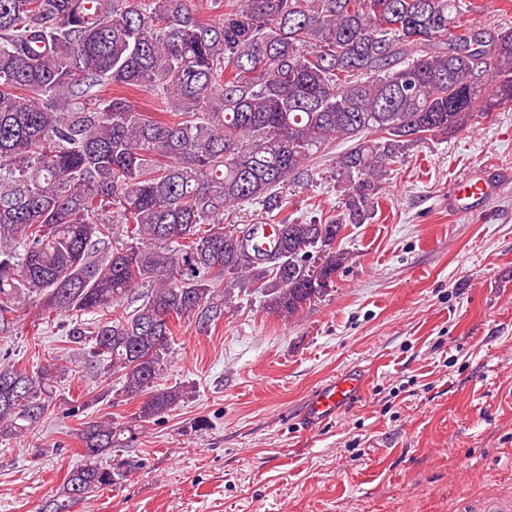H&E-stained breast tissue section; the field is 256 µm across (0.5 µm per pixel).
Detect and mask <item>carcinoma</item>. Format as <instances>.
<instances>
[{
	"instance_id": "obj_1",
	"label": "carcinoma",
	"mask_w": 512,
	"mask_h": 512,
	"mask_svg": "<svg viewBox=\"0 0 512 512\" xmlns=\"http://www.w3.org/2000/svg\"><path fill=\"white\" fill-rule=\"evenodd\" d=\"M475 0H0V333L31 301L140 400L87 421L84 462L45 512L126 472L103 457L174 410L178 324L224 319L231 291L292 318L324 296L348 224L375 211L387 163L475 112L512 104V28ZM343 212L283 217L249 243L224 216L287 207L333 141ZM61 370L0 365V438L43 417ZM478 2L483 7L468 17L473 30L482 32L487 38L500 28L512 27V7L505 9L502 0H479Z\"/></svg>"
}]
</instances>
